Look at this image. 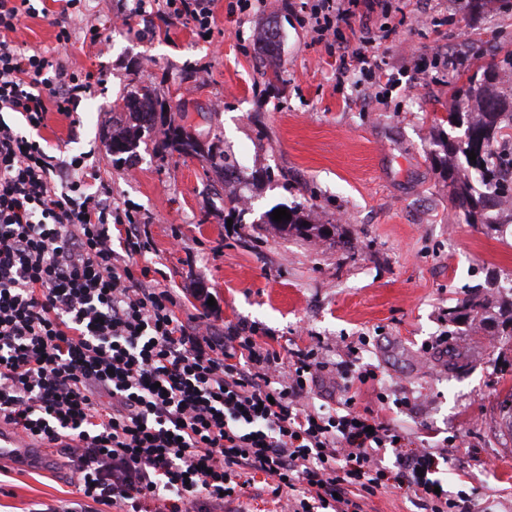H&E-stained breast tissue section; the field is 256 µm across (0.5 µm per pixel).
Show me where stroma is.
I'll list each match as a JSON object with an SVG mask.
<instances>
[{"label": "stroma", "mask_w": 512, "mask_h": 512, "mask_svg": "<svg viewBox=\"0 0 512 512\" xmlns=\"http://www.w3.org/2000/svg\"><path fill=\"white\" fill-rule=\"evenodd\" d=\"M287 2L232 17L230 0H215L205 39L150 15L135 30L111 28L122 0H89L107 32L86 48L81 19L69 20L66 47L53 16L24 19L16 43L100 78L72 117L50 113L41 135L53 153H90L113 200L147 219L150 250L137 262L158 269L183 308L256 329L283 354L312 348L335 364L357 351L379 374L360 387L359 407L414 435L453 438L450 494L512 512V336L448 321L468 288L512 281V236L466 223L435 159L453 92L481 83V60L512 54V9L379 0L396 32L374 45L384 76L369 93ZM443 54L457 56L455 71ZM144 89L166 121L188 114L195 135L220 142L230 176L172 150L113 163L112 103ZM277 206L338 225L351 247L275 232L263 216ZM233 209L242 221L231 226ZM68 477L60 450L35 449L27 467L0 476V512L69 500Z\"/></svg>", "instance_id": "obj_1"}]
</instances>
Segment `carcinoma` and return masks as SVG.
Segmentation results:
<instances>
[{"label":"carcinoma","mask_w":512,"mask_h":512,"mask_svg":"<svg viewBox=\"0 0 512 512\" xmlns=\"http://www.w3.org/2000/svg\"><path fill=\"white\" fill-rule=\"evenodd\" d=\"M512 68V56L501 63L490 61L484 67L485 82L470 89L465 96L455 93L456 107L448 113L451 131L437 143L444 153L439 163L445 166L446 179L454 207L463 211L469 224H482L495 234L503 231L495 216L501 195L508 188L500 181L499 155L502 150H512V116L506 117L507 99L497 90L499 69ZM156 106L146 93L132 96L121 104L112 106V111L128 115V125L120 133L109 138V149L116 156L136 153L142 139L156 122ZM195 136L183 125L170 124L163 132V139L155 143L158 151L169 148L184 155L198 158L210 169L227 170L224 150L211 142L196 149ZM476 154L471 161L468 153ZM291 218L276 222L272 212H267L264 223L271 228L294 232L299 236L328 237L326 231L336 225L312 224L309 217L295 208L287 209ZM448 322L454 324L479 325L490 330H512V294L497 299L493 294L479 288L472 289L454 306L448 308Z\"/></svg>","instance_id":"obj_1"}]
</instances>
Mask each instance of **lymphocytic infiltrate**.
Instances as JSON below:
<instances>
[{
  "label": "lymphocytic infiltrate",
  "instance_id": "lymphocytic-infiltrate-1",
  "mask_svg": "<svg viewBox=\"0 0 512 512\" xmlns=\"http://www.w3.org/2000/svg\"><path fill=\"white\" fill-rule=\"evenodd\" d=\"M374 5L300 10L322 39ZM37 12L35 0H0V420L67 456L78 497L42 512H223L258 486L286 512H363L389 487L455 512L442 489L447 449L358 408L375 369L347 382L334 409L315 408L327 369L315 349L284 357L252 328L178 312L137 265L150 247L143 217L92 190L85 155L51 154L35 137L48 112L72 116L95 84L8 40ZM149 13L212 31L211 0H135L122 22Z\"/></svg>",
  "mask_w": 512,
  "mask_h": 512
}]
</instances>
